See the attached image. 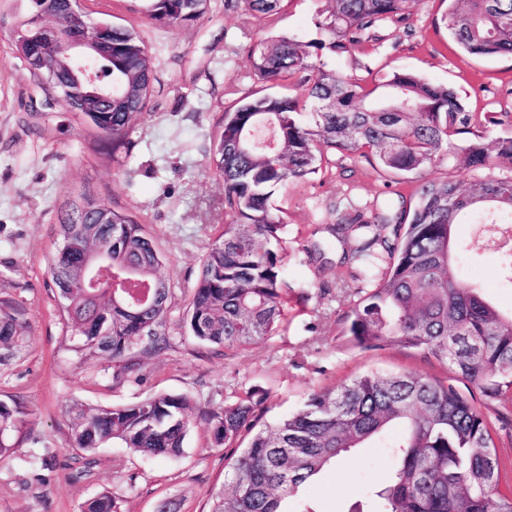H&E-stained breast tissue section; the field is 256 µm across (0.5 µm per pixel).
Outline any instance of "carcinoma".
Wrapping results in <instances>:
<instances>
[{"label":"carcinoma","instance_id":"1","mask_svg":"<svg viewBox=\"0 0 512 512\" xmlns=\"http://www.w3.org/2000/svg\"><path fill=\"white\" fill-rule=\"evenodd\" d=\"M130 11L159 26L203 18L210 0H130ZM283 0H243L258 19L281 10ZM316 18L319 38L272 36L250 47L256 79L292 80L299 97L246 94L222 113L212 139L210 164L224 181L230 216L199 264L185 326L197 341L246 349L273 335L285 315L290 288L281 247L286 224L271 198L291 180L320 170L325 155L365 158L375 169L412 180L443 160L459 168L496 163L512 167V137L488 141L470 127L453 91L410 70L394 69L369 86L327 68L323 57L345 53L373 39L387 20L403 21L414 0H329ZM448 36L476 56H512V0H448ZM112 49L97 60L109 73L112 99L96 112L86 102L63 104L112 152L146 111L155 62L139 32L112 25ZM43 104L55 101L69 69L52 56L30 63ZM471 214L477 244L502 239L512 224V177H489L465 188L450 179L427 181L416 202L376 214L361 224L338 223L343 237L362 232L352 258L372 283L341 316L343 335L364 350L414 349L448 364L468 393L414 372H368L332 389L311 393L294 413L262 422L267 392L251 389L219 408L195 410L184 395L160 394L112 407L76 403L70 408L71 447L90 456L117 444L146 458H177L187 434L201 419L211 447L229 448L224 488L209 512H283L281 499L320 475L336 458L366 441L396 433L397 459L389 482L369 496V512H512L499 491L504 464L492 429L475 405L512 403V315H502L455 273L467 246L455 229ZM57 221L62 246L47 273L69 328L68 350L106 356L116 374L137 370L135 355L169 343L171 288L166 259L145 225L133 215L84 190L68 193ZM104 249L112 279L95 281L89 253ZM134 268L139 280L124 279ZM29 324L13 305L0 301V368L25 343ZM28 424L18 407L0 400V458L16 447ZM247 436L246 445L239 444ZM83 512H121L108 491Z\"/></svg>","mask_w":512,"mask_h":512}]
</instances>
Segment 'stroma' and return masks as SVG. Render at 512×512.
Wrapping results in <instances>:
<instances>
[{"label":"stroma","mask_w":512,"mask_h":512,"mask_svg":"<svg viewBox=\"0 0 512 512\" xmlns=\"http://www.w3.org/2000/svg\"><path fill=\"white\" fill-rule=\"evenodd\" d=\"M92 19L134 26L155 59L157 79L128 148L111 152L62 107L36 112L33 79L10 27L0 28V300L12 302L30 325L25 347L0 372V400L18 403L31 419L29 440L0 461V512H82L102 491L122 512H208L224 484V451L212 447L205 425L188 434L180 458L157 461L105 445L92 464L70 446L72 404L112 407L158 394H185L216 407L252 387L268 392L265 421L297 410L313 391L370 371H415L441 380L445 363L403 348L360 350L338 340L339 316L359 299L349 247L328 231L339 215L371 219L398 197L413 199L417 184L375 171L361 157L336 155L307 179L273 197L286 228L282 246L292 289L288 310L267 341L240 351L202 345L182 328L199 260L227 216L224 182L209 163L214 126L224 108L254 90L248 51L260 39L316 38L314 21L327 0H284L273 22L256 19L242 0H211L204 18L160 27L128 11L127 0H83ZM445 0H416L408 18L389 22L373 41L328 56L336 73L366 82L393 69L451 87L490 137L512 136V60L473 56L450 41L441 21ZM86 189L112 207L140 217L166 256L172 298L169 344L138 355L139 370L116 377L111 361L67 350L47 275L60 240L56 214L72 189ZM500 310L512 312V278L495 252L459 265ZM51 453L49 466L26 462L34 450ZM395 465L386 439L339 457L335 466L283 502L285 512H348L368 490L384 484Z\"/></svg>","instance_id":"stroma-1"}]
</instances>
